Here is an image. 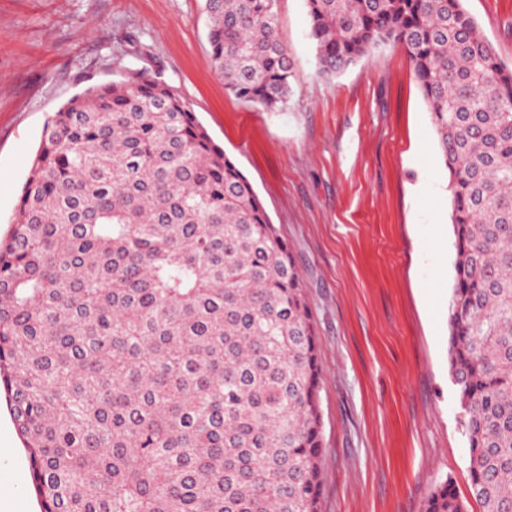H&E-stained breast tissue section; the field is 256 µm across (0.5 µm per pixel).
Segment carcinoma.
<instances>
[{"instance_id": "1", "label": "carcinoma", "mask_w": 512, "mask_h": 512, "mask_svg": "<svg viewBox=\"0 0 512 512\" xmlns=\"http://www.w3.org/2000/svg\"><path fill=\"white\" fill-rule=\"evenodd\" d=\"M278 0H205L224 84L296 83ZM318 70L404 45L449 175V370L483 512H512V68L463 0H306ZM321 368L257 192L139 69L42 128L0 240V387L42 512H318ZM425 512H467L449 482Z\"/></svg>"}]
</instances>
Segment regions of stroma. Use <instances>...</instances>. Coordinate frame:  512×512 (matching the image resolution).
Masks as SVG:
<instances>
[{
	"label": "stroma",
	"instance_id": "obj_1",
	"mask_svg": "<svg viewBox=\"0 0 512 512\" xmlns=\"http://www.w3.org/2000/svg\"><path fill=\"white\" fill-rule=\"evenodd\" d=\"M204 0H0V233L47 116L82 87L161 74L251 181L300 270L322 375L319 512H424L469 448L448 367L453 231L438 136L404 46L318 73L305 0H278L300 81L267 111L216 74ZM512 65V0H463ZM0 512H41L0 395Z\"/></svg>",
	"mask_w": 512,
	"mask_h": 512
}]
</instances>
